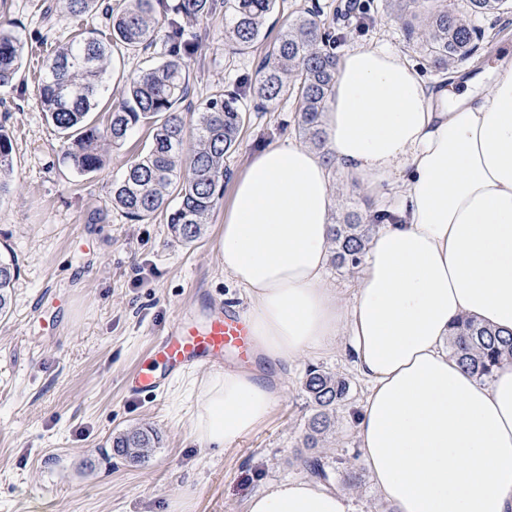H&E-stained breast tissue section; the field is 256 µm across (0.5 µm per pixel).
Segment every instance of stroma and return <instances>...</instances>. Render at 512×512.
Segmentation results:
<instances>
[{
    "mask_svg": "<svg viewBox=\"0 0 512 512\" xmlns=\"http://www.w3.org/2000/svg\"><path fill=\"white\" fill-rule=\"evenodd\" d=\"M336 34V52L356 44L399 50L431 81L440 74L415 52L387 0H277L264 36L251 52L224 49V20L200 25L201 48L190 62L191 101L254 81L262 58L285 23L309 8ZM483 32L464 76L498 68L494 48L512 47V13L477 19ZM0 26L25 46L20 72L0 88V124L13 141L14 172L0 198V246L20 266L9 313L0 319V512H169L178 499L190 512H245L247 498L269 485L306 476L300 458H320L329 485L351 473L356 512H386L359 460L352 417L367 383L351 359L331 351L289 367L269 417L230 449L191 433L193 368L151 397L131 396L127 376L146 358L155 337L178 318L247 302L224 274L218 239L234 180L267 145L298 137L292 102L250 111L205 234L194 245L174 240L161 219L130 221L110 195L126 160L145 151V130L118 148L105 166L79 175L61 163V140L34 95V71L50 45L105 26L102 15L75 22L56 0H0ZM345 377L334 433L319 448L303 447L310 414L302 391L308 367ZM131 426L156 430L148 460L130 466L112 458L110 441Z\"/></svg>",
    "mask_w": 512,
    "mask_h": 512,
    "instance_id": "obj_1",
    "label": "stroma"
}]
</instances>
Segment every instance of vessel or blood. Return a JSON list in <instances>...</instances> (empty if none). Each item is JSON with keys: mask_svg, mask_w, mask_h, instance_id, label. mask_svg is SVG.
Masks as SVG:
<instances>
[{"mask_svg": "<svg viewBox=\"0 0 512 512\" xmlns=\"http://www.w3.org/2000/svg\"><path fill=\"white\" fill-rule=\"evenodd\" d=\"M252 350L250 329L239 312L220 309L202 322L181 317L156 338L150 355L128 378V390L135 396L154 395L180 372L221 363L229 352L245 359Z\"/></svg>", "mask_w": 512, "mask_h": 512, "instance_id": "obj_1", "label": "vessel or blood"}]
</instances>
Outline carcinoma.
Masks as SVG:
<instances>
[{
	"label": "carcinoma",
	"instance_id": "carcinoma-1",
	"mask_svg": "<svg viewBox=\"0 0 512 512\" xmlns=\"http://www.w3.org/2000/svg\"><path fill=\"white\" fill-rule=\"evenodd\" d=\"M65 11L85 19L99 10L108 31L60 43L44 57L35 80V99L63 139L62 163L77 174L104 165V145L117 147L134 129H151L145 153L129 160L112 183V204L129 220L141 223L158 216L171 236L184 245L198 242L205 224L224 195V158L237 145L247 116L241 100L251 96L262 108L291 100L298 112L299 133L314 146L322 140L325 111L336 73V38L318 12L307 10L285 24L276 43L262 59L254 84L215 94L195 112L186 128L181 103L189 94V65L201 45L184 21L203 23L224 13V45L229 53L250 50L260 40L266 18L277 0H178L172 12H160L164 0H60ZM403 19L416 51L440 71L478 52L482 37L465 17L448 12L432 0H389ZM472 15L512 13V0H468ZM167 43L166 57L127 75L121 95L107 117L95 115L112 76L113 48L144 51L159 34ZM24 46L0 26V87L19 71ZM13 171V142L0 125V193ZM387 214L347 215L332 227V261L342 267L362 264L371 235ZM19 274L15 260L0 258V315L7 312L10 291ZM452 356L476 378L489 379L504 361L512 362V331L496 330L462 318L448 338ZM312 415L303 447L316 448L335 427L334 412L346 398L347 380L315 366L303 382ZM159 443L157 433L135 427L112 438V454L138 464Z\"/></svg>",
	"mask_w": 512,
	"mask_h": 512
}]
</instances>
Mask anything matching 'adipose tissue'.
Masks as SVG:
<instances>
[{"instance_id":"obj_1","label":"adipose tissue","mask_w":512,"mask_h":512,"mask_svg":"<svg viewBox=\"0 0 512 512\" xmlns=\"http://www.w3.org/2000/svg\"><path fill=\"white\" fill-rule=\"evenodd\" d=\"M435 87L385 44L339 57L323 143L287 138L234 183L218 252L248 299L271 379L194 380V437L227 447L278 402L288 364L340 349L368 383L360 461L390 512H512V362L480 381L446 348L458 319L512 330V66ZM392 198L353 300L326 278L332 171ZM246 512H354L309 478L254 493Z\"/></svg>"}]
</instances>
